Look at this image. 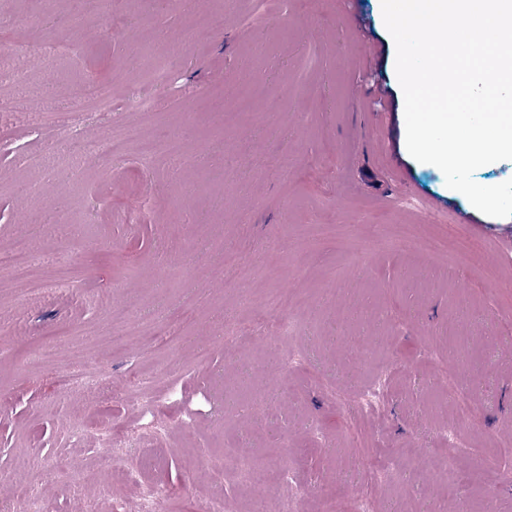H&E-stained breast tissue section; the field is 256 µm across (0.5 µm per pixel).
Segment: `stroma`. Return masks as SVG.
<instances>
[{
	"label": "stroma",
	"instance_id": "1",
	"mask_svg": "<svg viewBox=\"0 0 512 512\" xmlns=\"http://www.w3.org/2000/svg\"><path fill=\"white\" fill-rule=\"evenodd\" d=\"M50 39L73 42L79 60L44 55ZM1 49L26 84H0V248L36 238L45 280L63 262L73 289L31 305L0 273V504L45 460L56 466L41 489L48 512H136L133 486L96 464L101 423L160 456L162 512H201L218 492L240 512H286L294 497L301 512H350L358 499L369 512L409 499L418 512H512V471L480 469L512 439V217L476 212L409 155L381 0H107L95 16L75 15L73 0H0ZM162 56L166 75L144 80ZM88 82L104 105L76 107ZM257 85L285 111H264ZM140 99L168 107L149 118ZM125 127L181 138L180 169L163 152L108 156L103 143ZM72 137L101 149L72 155ZM425 201L474 216L455 226L483 243L482 268L388 248L452 223ZM60 204L72 214L64 234L44 225ZM284 289L308 306L273 347L264 337L281 316H258ZM117 306L165 335L112 354ZM44 345L55 362L24 366ZM427 349L458 362L476 421L457 416ZM290 353L298 363L281 368ZM85 369L111 382L107 399L58 390L61 374ZM140 370L154 380L147 412ZM78 421L89 430L76 442ZM278 451L297 458V485L257 500L238 464Z\"/></svg>",
	"mask_w": 512,
	"mask_h": 512
}]
</instances>
